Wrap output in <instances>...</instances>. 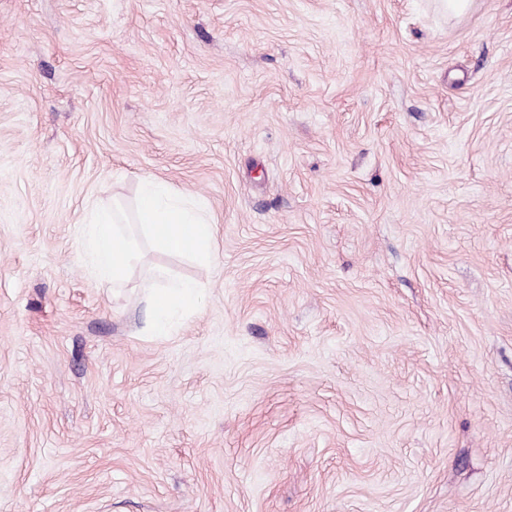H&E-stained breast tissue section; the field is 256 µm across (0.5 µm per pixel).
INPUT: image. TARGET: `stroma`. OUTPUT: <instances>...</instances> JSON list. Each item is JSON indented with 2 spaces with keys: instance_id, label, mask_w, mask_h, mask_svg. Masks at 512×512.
Returning <instances> with one entry per match:
<instances>
[{
  "instance_id": "35a3bbf8",
  "label": "stroma",
  "mask_w": 512,
  "mask_h": 512,
  "mask_svg": "<svg viewBox=\"0 0 512 512\" xmlns=\"http://www.w3.org/2000/svg\"><path fill=\"white\" fill-rule=\"evenodd\" d=\"M0 512H512V0H0ZM136 223L148 232L155 250L176 254L191 247L201 263H208L212 258L215 228L209 207L202 199L188 197L164 182L145 178ZM117 211L94 208L88 224L82 225L84 253L92 272L100 280L121 286L139 260L141 245L134 234L118 228ZM203 285L193 281L170 283L166 288H150L147 295L151 327L157 336H165L170 329V318L175 312L192 314Z\"/></svg>"
}]
</instances>
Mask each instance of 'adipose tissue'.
<instances>
[{
  "mask_svg": "<svg viewBox=\"0 0 512 512\" xmlns=\"http://www.w3.org/2000/svg\"><path fill=\"white\" fill-rule=\"evenodd\" d=\"M119 221L117 211L96 208L82 227L84 253L93 273L116 287L125 282L141 251L135 235L120 232ZM136 222L148 232L155 250L176 254L189 249L203 263L212 258L215 228L203 200L146 178L141 185ZM200 288V283L179 281L150 289L147 301L156 335L167 334L173 313L187 316L195 311Z\"/></svg>",
  "mask_w": 512,
  "mask_h": 512,
  "instance_id": "adipose-tissue-1",
  "label": "adipose tissue"
}]
</instances>
